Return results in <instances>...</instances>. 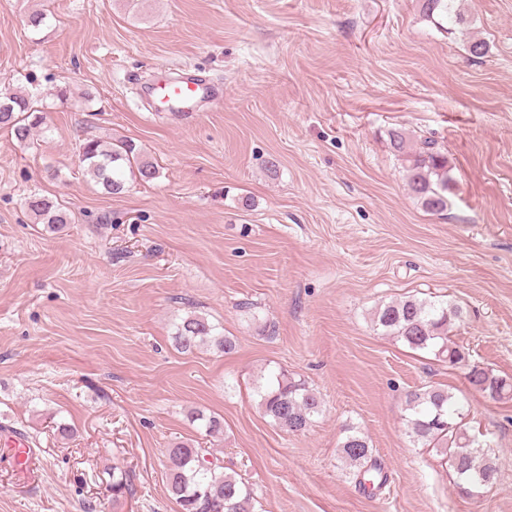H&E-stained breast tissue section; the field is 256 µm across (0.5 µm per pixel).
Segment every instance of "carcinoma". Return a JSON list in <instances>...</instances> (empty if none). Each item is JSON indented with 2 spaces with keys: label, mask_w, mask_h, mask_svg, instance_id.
Returning a JSON list of instances; mask_svg holds the SVG:
<instances>
[{
  "label": "carcinoma",
  "mask_w": 512,
  "mask_h": 512,
  "mask_svg": "<svg viewBox=\"0 0 512 512\" xmlns=\"http://www.w3.org/2000/svg\"><path fill=\"white\" fill-rule=\"evenodd\" d=\"M421 12L440 26L465 23L456 0H421ZM43 120V113L28 93L15 91L0 96V127L9 129L18 141H28ZM388 138L391 149L406 161L409 193L431 213L447 210L448 192L452 189L448 156L429 138L410 144L402 129L389 130ZM80 162L83 171L111 195L125 190L127 171L145 183L158 175L157 166L126 140L88 139L80 147ZM27 208L36 223L49 229L68 223L61 205L44 197L31 196ZM462 315V308L450 301L407 297L380 305L373 321L386 335L413 350H430L451 366L466 367L468 383L489 399L511 400L512 378L499 376L470 361L469 353L450 340L448 332ZM173 339L186 351L201 345L222 354L235 349L232 337L217 331L206 316L194 311L176 326ZM255 392L264 414L289 433L304 431L311 417L322 410L320 396L313 389L281 373L257 382ZM406 411V427L413 442L443 450L462 493L472 495L497 483L498 468L491 453L461 424L462 405L447 389L428 385L410 392L406 397ZM190 421L199 422L207 436L224 433V422L217 416L193 411ZM340 454L362 477L379 473L367 437L358 431L345 430ZM208 455V449L189 443H177L168 449L166 490L179 512H253L250 487L242 479L224 472V467L209 460ZM129 491L127 474L123 471L112 474L114 500H120Z\"/></svg>",
  "instance_id": "1"
}]
</instances>
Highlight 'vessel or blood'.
<instances>
[{"label": "vessel or blood", "mask_w": 512, "mask_h": 512, "mask_svg": "<svg viewBox=\"0 0 512 512\" xmlns=\"http://www.w3.org/2000/svg\"><path fill=\"white\" fill-rule=\"evenodd\" d=\"M148 101L157 112H196L217 98L218 93L206 81L185 77L170 69H160L148 86Z\"/></svg>", "instance_id": "vessel-or-blood-1"}]
</instances>
